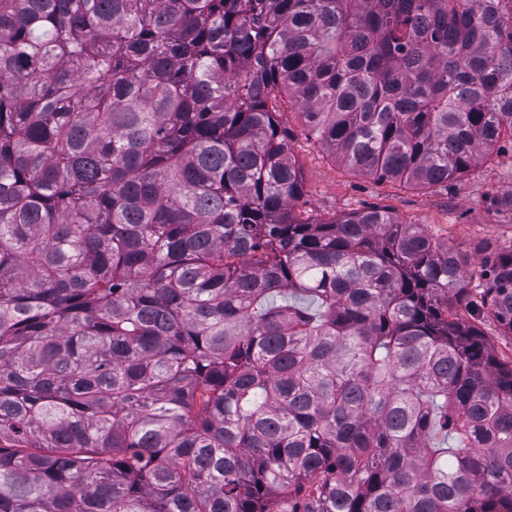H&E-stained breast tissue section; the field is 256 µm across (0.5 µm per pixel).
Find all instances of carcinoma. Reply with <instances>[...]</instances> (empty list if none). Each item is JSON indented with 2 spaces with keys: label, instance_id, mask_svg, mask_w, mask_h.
<instances>
[{
  "label": "carcinoma",
  "instance_id": "1",
  "mask_svg": "<svg viewBox=\"0 0 512 512\" xmlns=\"http://www.w3.org/2000/svg\"><path fill=\"white\" fill-rule=\"evenodd\" d=\"M512 143V0H0V512H512V246L302 219ZM461 317L472 322L494 346L500 358L512 359V335L504 333L500 323L494 315L485 310L480 315L472 316L466 311H460Z\"/></svg>",
  "mask_w": 512,
  "mask_h": 512
}]
</instances>
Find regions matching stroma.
<instances>
[{
    "instance_id": "stroma-1",
    "label": "stroma",
    "mask_w": 512,
    "mask_h": 512,
    "mask_svg": "<svg viewBox=\"0 0 512 512\" xmlns=\"http://www.w3.org/2000/svg\"><path fill=\"white\" fill-rule=\"evenodd\" d=\"M275 107L281 125L291 132V153L304 177L296 213L316 219L372 205L387 208L453 246L470 272L492 263L495 252L512 245V144L492 149L484 161L449 184L417 188L381 182L334 162L316 143L294 102L281 96Z\"/></svg>"
}]
</instances>
